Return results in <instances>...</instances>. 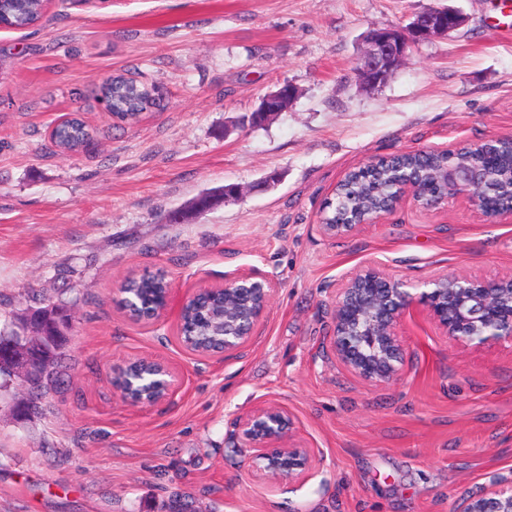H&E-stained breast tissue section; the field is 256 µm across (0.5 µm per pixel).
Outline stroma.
Wrapping results in <instances>:
<instances>
[{"mask_svg":"<svg viewBox=\"0 0 512 512\" xmlns=\"http://www.w3.org/2000/svg\"><path fill=\"white\" fill-rule=\"evenodd\" d=\"M438 5L464 25L362 90L364 35ZM116 72L159 87L162 108L114 121L100 89ZM283 82L297 98L251 125ZM73 114L95 139L67 155L50 132ZM506 136L512 0H52L36 25L0 29V328L34 290L72 323L41 417L14 419L20 383L0 394V512H166L176 492L197 512H456L487 473L512 471V344L458 345L418 305L395 383L367 385L322 351L338 285L367 262L413 285L512 275V221L461 196L434 210L406 198L326 236L337 184L374 158ZM228 183L239 200L171 220ZM157 269L178 302L233 273L277 291L250 346L194 356L175 311L136 324L116 303L124 278ZM136 357L180 372L169 401L121 400L113 370ZM267 404L288 409L293 442L315 453L271 490L234 427Z\"/></svg>","mask_w":512,"mask_h":512,"instance_id":"obj_1","label":"stroma"}]
</instances>
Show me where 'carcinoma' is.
Returning <instances> with one entry per match:
<instances>
[{
  "instance_id": "obj_1",
  "label": "carcinoma",
  "mask_w": 512,
  "mask_h": 512,
  "mask_svg": "<svg viewBox=\"0 0 512 512\" xmlns=\"http://www.w3.org/2000/svg\"><path fill=\"white\" fill-rule=\"evenodd\" d=\"M42 0H0V16L17 29L36 24L43 15ZM103 97L109 103L112 114L121 122L134 123L140 115L152 108L160 107L162 97L158 91L148 88L122 75L112 77L102 87ZM52 138L64 152H77L88 146L91 134L86 125L74 117L59 126ZM480 161L485 169L484 188L490 201L504 206L509 198L497 192L500 186L512 180V145L498 147L492 157H487L484 144L467 146L461 152L448 153H405L380 159L371 168H358L346 175L339 183L333 196L324 203L322 223L352 224L369 213L382 209L397 192V184L405 173L425 174L431 169L457 164L461 161ZM168 287L160 273H144L127 278L122 285L119 305L131 318L156 308ZM31 307L59 329H70L69 321L59 313L60 307L51 305L41 297L32 298ZM224 308V296H202L195 304L189 305L183 316L179 334L183 341H191L195 350L209 349L211 314ZM48 347L46 373L39 387L30 394L32 414H43V401L59 384L58 363L62 358V347ZM149 378L146 368L134 366L126 376L116 378V383H134V390L140 397H147L145 379Z\"/></svg>"
}]
</instances>
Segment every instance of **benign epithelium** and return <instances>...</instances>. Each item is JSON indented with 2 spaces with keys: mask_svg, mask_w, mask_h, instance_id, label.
Masks as SVG:
<instances>
[{
  "mask_svg": "<svg viewBox=\"0 0 512 512\" xmlns=\"http://www.w3.org/2000/svg\"><path fill=\"white\" fill-rule=\"evenodd\" d=\"M463 16L453 10L429 9L416 14L409 24L411 39L396 27H376L367 39L358 59L361 87L369 92L382 88L389 75L408 58L409 42L419 43L432 37H445L463 25ZM293 89L266 93L253 111L257 117L283 111L291 101ZM444 194L417 193L410 175L399 185L398 197L410 198L424 209H437L451 198L464 196L486 218L512 217V209L499 211L481 192V170L468 164L445 167L432 173ZM275 281L259 275L233 276L217 289L239 297L240 310L224 311V336L218 354L231 357L253 339L276 292ZM421 304L431 320L449 340L464 346L480 347L502 342L512 343V275L484 280L456 273L434 275L409 289L408 284L390 276L378 264H370L348 275L336 289L333 305V333L323 349L331 353L342 369L368 385H386L402 378L405 360L399 328L410 310ZM48 337L40 316L30 310L0 331V373H22L23 386L30 389L40 381L45 364L44 347L34 343ZM153 380L161 394L147 401H133L128 392L118 389L121 398L138 407L160 404L180 385L178 372L168 364L153 361ZM293 420L288 410L267 405L235 419L234 427L250 473L275 488L285 479H298L312 468L314 451L290 443ZM458 512H512V475L487 476L480 494H467Z\"/></svg>",
  "mask_w": 512,
  "mask_h": 512,
  "instance_id": "obj_1",
  "label": "benign epithelium"
}]
</instances>
